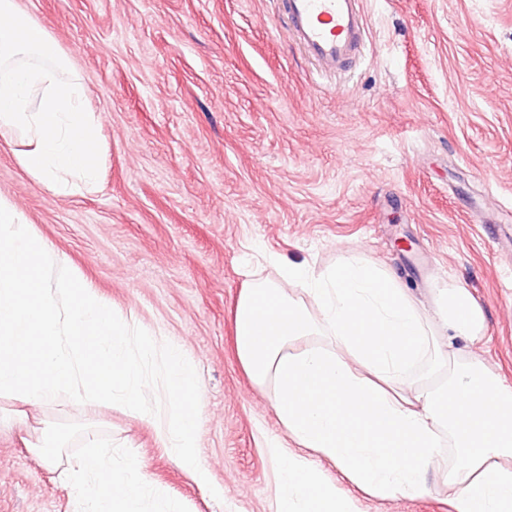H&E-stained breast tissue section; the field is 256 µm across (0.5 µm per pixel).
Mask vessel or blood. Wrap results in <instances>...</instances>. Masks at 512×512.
Here are the masks:
<instances>
[{
  "label": "vessel or blood",
  "instance_id": "obj_1",
  "mask_svg": "<svg viewBox=\"0 0 512 512\" xmlns=\"http://www.w3.org/2000/svg\"><path fill=\"white\" fill-rule=\"evenodd\" d=\"M288 32L324 73L347 72L361 57L366 26L362 0H280Z\"/></svg>",
  "mask_w": 512,
  "mask_h": 512
}]
</instances>
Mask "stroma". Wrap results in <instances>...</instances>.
Segmentation results:
<instances>
[{"mask_svg":"<svg viewBox=\"0 0 512 512\" xmlns=\"http://www.w3.org/2000/svg\"><path fill=\"white\" fill-rule=\"evenodd\" d=\"M87 86L97 185L48 193L0 146V197L65 253L79 281L179 345L200 378L195 484L151 426L117 406L43 410L94 422L189 512H272L270 443L285 439L243 371L233 310L281 263L362 254L432 304L468 288L471 350L512 383V0H364L366 56L317 73L277 0H17ZM360 499L361 512H451L448 492ZM0 512H70L18 435L0 433Z\"/></svg>","mask_w":512,"mask_h":512,"instance_id":"35a3bbf8","label":"stroma"}]
</instances>
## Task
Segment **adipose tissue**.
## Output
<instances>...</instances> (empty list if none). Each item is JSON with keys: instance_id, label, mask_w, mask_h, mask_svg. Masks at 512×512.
Masks as SVG:
<instances>
[{"instance_id": "adipose-tissue-1", "label": "adipose tissue", "mask_w": 512, "mask_h": 512, "mask_svg": "<svg viewBox=\"0 0 512 512\" xmlns=\"http://www.w3.org/2000/svg\"><path fill=\"white\" fill-rule=\"evenodd\" d=\"M240 364L268 391L289 444L272 443L275 512H360L315 462L366 495L447 487L452 512H512V385L464 351L484 332L467 288L425 307L362 256L281 265L234 312Z\"/></svg>"}]
</instances>
